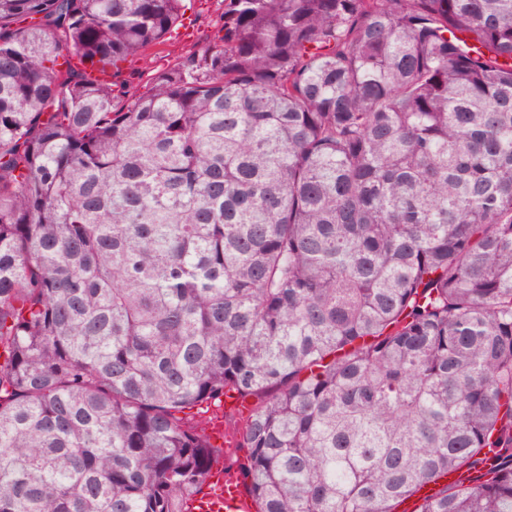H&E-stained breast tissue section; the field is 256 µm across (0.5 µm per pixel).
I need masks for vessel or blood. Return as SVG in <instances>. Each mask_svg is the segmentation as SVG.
I'll list each match as a JSON object with an SVG mask.
<instances>
[{
  "instance_id": "1",
  "label": "vessel or blood",
  "mask_w": 512,
  "mask_h": 512,
  "mask_svg": "<svg viewBox=\"0 0 512 512\" xmlns=\"http://www.w3.org/2000/svg\"><path fill=\"white\" fill-rule=\"evenodd\" d=\"M186 512H254L255 504L235 471L224 466L223 456H214L202 490L187 499Z\"/></svg>"
}]
</instances>
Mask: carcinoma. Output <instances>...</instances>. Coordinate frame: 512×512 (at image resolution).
Wrapping results in <instances>:
<instances>
[{
	"label": "carcinoma",
	"instance_id": "carcinoma-1",
	"mask_svg": "<svg viewBox=\"0 0 512 512\" xmlns=\"http://www.w3.org/2000/svg\"><path fill=\"white\" fill-rule=\"evenodd\" d=\"M0 0V512H512V0ZM184 23L190 26L187 38L173 34L168 40L150 45L142 55L120 64L112 81L123 83L131 93L144 91L154 70L167 68L182 55L198 52L222 35L223 2L221 0H187ZM189 12V15H186ZM251 408L252 406L248 401L237 392L226 391L224 393L223 406L220 408L221 412L209 428L208 433L211 444L215 448L223 449V447L226 446L224 420L231 428H233L237 422L234 418L226 416L225 414L223 415L224 412L231 413L243 419L250 413ZM187 512H253L255 504L238 474L224 467V456H214L202 490L184 505Z\"/></svg>",
	"mask_w": 512,
	"mask_h": 512
}]
</instances>
